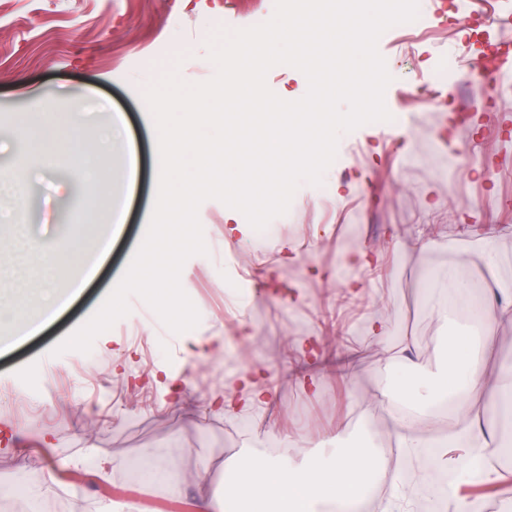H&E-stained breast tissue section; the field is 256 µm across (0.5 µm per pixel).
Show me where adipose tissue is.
<instances>
[{
    "label": "adipose tissue",
    "mask_w": 512,
    "mask_h": 512,
    "mask_svg": "<svg viewBox=\"0 0 512 512\" xmlns=\"http://www.w3.org/2000/svg\"><path fill=\"white\" fill-rule=\"evenodd\" d=\"M466 265L449 267L446 280L434 282L436 296H425L426 306L438 320L447 321L458 301L470 294ZM491 295L471 308L483 324V333H461L448 341V352L437 367L419 366L409 357L415 345L403 337L387 352L388 367L397 374L380 386L369 408L390 411L398 447L407 451L427 449L434 469L448 471L454 461L449 449L470 450L468 472L482 481L497 482L498 473L487 462L488 452L512 458V441L499 439L502 417L512 414V365L489 378L484 357L493 351L494 327L489 313L512 319V286L491 281ZM262 371L252 364L238 367L235 388L211 402L234 417L264 408L270 393L261 381ZM387 458L376 448L349 454L312 458L297 464L284 457H241L232 462L234 482L221 497L203 496L194 512H240L243 505L274 503L276 512H352L364 496L367 482L385 470Z\"/></svg>",
    "instance_id": "ef3b65f1"
}]
</instances>
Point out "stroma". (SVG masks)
<instances>
[{
  "label": "stroma",
  "instance_id": "obj_1",
  "mask_svg": "<svg viewBox=\"0 0 512 512\" xmlns=\"http://www.w3.org/2000/svg\"><path fill=\"white\" fill-rule=\"evenodd\" d=\"M274 0H0V295L26 314L42 306L53 283L28 253L66 236L85 246L115 237L82 294L40 332L14 336L0 353V483L14 496L0 499V512H83L89 504H115L124 512H187L198 495L221 493L231 478L227 459L268 456L271 449L295 461L374 443L390 458L383 482L371 487L375 512L385 483L398 481L419 456L398 448L387 410L363 403L387 376L386 355L404 336L415 337L421 363L440 357L439 340L463 330V322L439 323L423 305V280L442 278L464 254H479V224L494 230L495 271L512 282V71L492 101L452 123L461 106L457 71L463 66L466 30L449 27L424 37L391 27L378 41L392 77L385 104L393 120L372 123L339 137L338 160L323 181L338 190V210L319 211L316 186L297 189L287 222L265 239L224 234L225 206L204 201L198 211L207 255L189 258L181 281L197 308V336L253 338L229 345L221 364L189 366V335L171 332L138 296L130 312L99 335L90 353L48 350L90 316L124 273L141 241L157 188V153L141 92L162 74L167 57L180 58L188 82L215 73L208 38L217 30L250 27L254 16L271 18ZM446 69L444 87L423 86L422 67ZM52 102L70 120L58 137L53 161L30 118ZM128 118L130 136L99 155L93 147L113 113ZM97 206L82 208L79 192ZM129 204L120 233L90 223L102 215L106 197ZM432 240L410 251V239ZM293 242L292 260L281 247ZM367 251L368 269H348L351 249ZM256 266L254 281L239 283L237 266ZM360 279L366 290L345 288ZM379 315L381 339L369 332ZM313 337L321 348L353 351L342 373H318V389H302L291 375L295 340ZM170 350L166 366L184 370L180 388L151 383L157 367L152 348ZM261 367L273 387L269 410L228 419L211 409L200 380L226 374L237 363ZM184 473L207 469L205 483L146 487L127 483L123 470L96 471L101 451L124 462L145 449ZM30 458L19 468L18 453ZM53 487L48 468L58 461Z\"/></svg>",
  "mask_w": 512,
  "mask_h": 512
}]
</instances>
